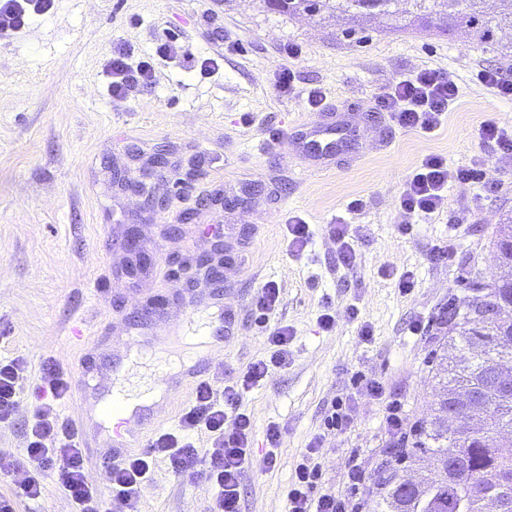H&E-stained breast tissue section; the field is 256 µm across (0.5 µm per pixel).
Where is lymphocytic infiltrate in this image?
Masks as SVG:
<instances>
[{
  "label": "lymphocytic infiltrate",
  "instance_id": "1",
  "mask_svg": "<svg viewBox=\"0 0 512 512\" xmlns=\"http://www.w3.org/2000/svg\"><path fill=\"white\" fill-rule=\"evenodd\" d=\"M56 0H0V38L22 33L32 19L53 12ZM180 57L172 41L160 43L154 54L135 58L128 43L114 47L108 64V91L115 106L156 82V60ZM460 95L454 72L424 68L383 89L375 98V108L403 129L422 133L435 131ZM457 183L485 191L494 190V179L482 163L449 167L447 159L427 155L408 177L400 198L401 234H410L417 220L432 218L448 203V186ZM274 283L258 288L254 311L265 331L269 356L252 362L235 382L218 387L199 382L190 402L183 408L176 431H161L151 439L146 451L108 462L104 477L108 494H101L85 477L86 452L82 435L61 418L59 405L71 390V376L53 359H44L35 389L36 404L26 431V460L18 462L0 453V474L15 475L12 493L0 495V512H17L19 501L35 500L42 494L41 478L50 475L66 494L71 512H141L144 489L152 482L157 462H165L176 478L205 479L214 490L209 512H240V486L249 470L274 467L282 435L277 423H269L267 453L255 458L250 449L254 420L242 408L243 394L274 369L288 365L293 332L271 316L279 301ZM28 369L23 356L0 358V424L15 418L20 403V387ZM207 434L209 444H196L198 434ZM320 440L310 442L294 469L288 486L286 512H360V505L341 493L319 487L322 477Z\"/></svg>",
  "mask_w": 512,
  "mask_h": 512
}]
</instances>
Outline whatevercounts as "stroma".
<instances>
[{
	"label": "stroma",
	"instance_id": "stroma-1",
	"mask_svg": "<svg viewBox=\"0 0 512 512\" xmlns=\"http://www.w3.org/2000/svg\"><path fill=\"white\" fill-rule=\"evenodd\" d=\"M136 54L171 40L198 57L218 60V75L204 79L178 63L162 64L155 85L123 107L107 93L106 64L117 42ZM298 54L287 58L288 47ZM295 75L293 97L276 96L271 83L281 64ZM455 72L461 96L441 127L423 135L387 126L378 146L380 112L365 113L355 149L339 164L316 171L290 136L315 120L306 103L321 89L325 106L345 111L373 103L381 88L420 69ZM512 73V30L479 38L471 27L445 30L441 21L359 14L321 18L267 10L262 0H59L54 13L24 33L0 39V356H24L27 376L11 425L0 427V452L22 458L29 409L43 358L71 373L88 370V382L106 398L112 376L123 373L129 391L153 388L151 371L130 368V353L150 344L154 361L168 364L163 392L165 427H174L192 397L175 381L197 343L178 324L195 309L203 327L206 366L215 385L233 381L248 364L267 357L264 330L251 298L274 282L277 318L292 327V359L243 396L255 422L253 451L264 456L265 429L283 434L274 468L242 479L241 512H285L294 468L310 440H323V487L357 499L375 512L373 483L350 486V454L376 472L388 444L387 402L406 425L434 413L439 389L429 359L448 342L449 306L466 308L478 288L499 275L493 245L498 224L512 216V154L481 141L479 126L512 129V101L477 83L480 69ZM169 150L160 174L144 163ZM438 154L449 166L481 160L498 190L476 195L448 190L438 216L397 231L404 182L423 157ZM137 180L120 189L115 169ZM209 208H198L199 198ZM360 200L350 210L351 200ZM303 216L313 241L301 255L287 251L288 216ZM345 222L357 248L353 268L336 260L326 225ZM144 224L147 270H120L130 225ZM226 227L224 251L244 255L224 266V286L202 290L201 301L171 307L173 330L164 332L150 302L188 289L191 261L210 252L213 225ZM448 243L451 255L432 260L431 248ZM411 273L415 287L401 294L396 282ZM102 291L90 295V282ZM336 310L332 331L317 323L323 301ZM234 307L235 338H213L223 307ZM357 318H349V307ZM424 334L410 333L413 322ZM373 336L363 341L362 325ZM79 340H71L73 327ZM378 380L380 400L357 399L346 429L328 431L332 401L351 390L354 374ZM213 490L203 481L178 480L156 466L143 495L144 512H208Z\"/></svg>",
	"mask_w": 512,
	"mask_h": 512
}]
</instances>
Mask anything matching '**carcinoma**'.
<instances>
[{"label": "carcinoma", "mask_w": 512, "mask_h": 512, "mask_svg": "<svg viewBox=\"0 0 512 512\" xmlns=\"http://www.w3.org/2000/svg\"><path fill=\"white\" fill-rule=\"evenodd\" d=\"M278 13L347 14L378 11L420 19L439 16L477 27L484 35L503 23L512 27V0H499L496 17L484 15L483 0H262ZM499 262L512 272V220L499 226L495 241ZM448 346L432 360L441 387L435 415L415 431L411 447L382 478L379 512H483L494 497L500 512H512V382L496 375L512 363V281H495L472 299L463 317L448 309ZM462 414L456 437L448 438V412ZM463 457L448 471V455Z\"/></svg>", "instance_id": "1"}]
</instances>
